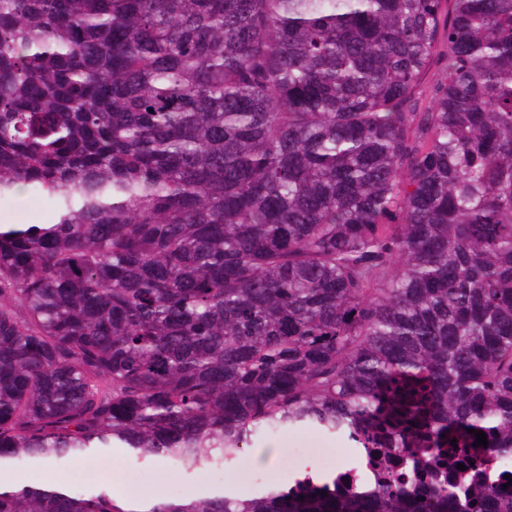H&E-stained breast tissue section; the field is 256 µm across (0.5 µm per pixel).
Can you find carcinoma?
Masks as SVG:
<instances>
[{
    "label": "carcinoma",
    "mask_w": 512,
    "mask_h": 512,
    "mask_svg": "<svg viewBox=\"0 0 512 512\" xmlns=\"http://www.w3.org/2000/svg\"><path fill=\"white\" fill-rule=\"evenodd\" d=\"M19 189L55 222L0 224V469L311 427L387 474L143 512H512V0H0Z\"/></svg>",
    "instance_id": "obj_1"
}]
</instances>
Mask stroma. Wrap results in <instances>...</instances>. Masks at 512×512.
Here are the masks:
<instances>
[{"label": "stroma", "instance_id": "1", "mask_svg": "<svg viewBox=\"0 0 512 512\" xmlns=\"http://www.w3.org/2000/svg\"><path fill=\"white\" fill-rule=\"evenodd\" d=\"M54 217L55 212L47 201L27 191L0 200V224H48ZM272 444L282 448H336L340 451L341 461L349 459L345 438L307 428L257 438L253 448H265ZM253 448L244 449L233 463L209 466L189 475L179 473L159 460L140 462L127 455L116 458L110 454L92 455L78 462L54 465L45 470L40 465L28 463L15 467L13 473L18 477L37 473L42 480L85 491L105 487L110 480L118 482L127 494L156 490L165 497L187 493L201 486L214 489L233 484L239 489L251 491L256 487L253 480L256 470Z\"/></svg>", "mask_w": 512, "mask_h": 512}]
</instances>
